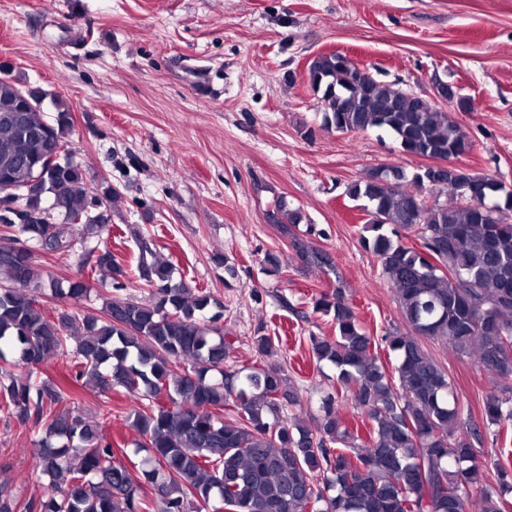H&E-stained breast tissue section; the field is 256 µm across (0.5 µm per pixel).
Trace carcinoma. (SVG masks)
Instances as JSON below:
<instances>
[{"mask_svg": "<svg viewBox=\"0 0 512 512\" xmlns=\"http://www.w3.org/2000/svg\"><path fill=\"white\" fill-rule=\"evenodd\" d=\"M308 75L328 102V128L389 131L412 157H458L473 148L450 113L424 108L373 75L358 77L340 53L318 56ZM17 87L0 81V116L14 109ZM69 128L64 111L53 120L39 110L23 113L18 125L0 121V193L38 174L46 190L24 204L48 218H81L72 226L0 224V360L31 368L64 360L76 383L103 395L119 386L147 401L131 411L132 426L154 467L138 478L118 458L104 432L108 407L89 417L76 394L50 381H0V412L42 433L35 462L51 493L29 500L26 512H203L215 498L229 512H467L474 502L479 512H505L512 471L496 456L485 465L475 446L481 434L460 431L448 374L421 339L440 340L489 375L512 380V222L501 218L512 210V191L455 170L431 190L466 204L421 210L420 191L404 188L401 173L380 169L349 185V197L368 203L370 236L362 242L397 292L405 331L382 337L396 358L391 375L340 292L314 301L336 335L310 337L312 357L335 367L336 395L322 400L311 428L284 416L300 400L280 368L224 369L232 343L217 326L223 313L210 312L218 303L175 280L172 264L145 239L137 268L151 298L121 294L123 262L109 245L88 246L110 233L119 193L104 192L97 209V188L80 164L45 162L41 134L66 147ZM19 152L32 166L14 163ZM400 228L415 232L421 247L397 238ZM38 251L77 258L76 274L44 275ZM97 279L115 291L102 314L75 307L54 317L42 309L45 289L80 302ZM252 348L262 359L273 356L278 338L261 327ZM343 400L372 422L368 440L346 424ZM483 415L493 439L512 431V385L485 397ZM487 467L497 471L495 486ZM144 482L155 495L141 491Z\"/></svg>", "mask_w": 512, "mask_h": 512, "instance_id": "obj_1", "label": "carcinoma"}]
</instances>
